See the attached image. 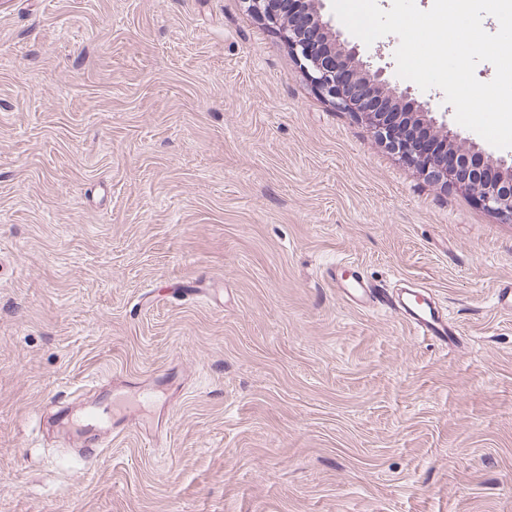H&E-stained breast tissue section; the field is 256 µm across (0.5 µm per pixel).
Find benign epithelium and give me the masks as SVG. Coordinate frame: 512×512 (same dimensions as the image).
Masks as SVG:
<instances>
[{
    "instance_id": "benign-epithelium-1",
    "label": "benign epithelium",
    "mask_w": 512,
    "mask_h": 512,
    "mask_svg": "<svg viewBox=\"0 0 512 512\" xmlns=\"http://www.w3.org/2000/svg\"><path fill=\"white\" fill-rule=\"evenodd\" d=\"M263 21L282 33L299 67L339 112L364 121L393 152L434 184L473 195L486 211L512 223V163L493 160L476 145L460 149L459 134L438 122L429 104L390 86L382 68L360 63L357 48L340 39L325 18V0H250Z\"/></svg>"
}]
</instances>
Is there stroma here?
<instances>
[{
	"label": "stroma",
	"mask_w": 512,
	"mask_h": 512,
	"mask_svg": "<svg viewBox=\"0 0 512 512\" xmlns=\"http://www.w3.org/2000/svg\"><path fill=\"white\" fill-rule=\"evenodd\" d=\"M392 87L399 39L350 37ZM353 261L460 336L344 303ZM512 223L248 0H0V512H512ZM136 429L74 456L53 402Z\"/></svg>",
	"instance_id": "35a3bbf8"
}]
</instances>
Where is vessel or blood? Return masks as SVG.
I'll return each instance as SVG.
<instances>
[{
  "mask_svg": "<svg viewBox=\"0 0 512 512\" xmlns=\"http://www.w3.org/2000/svg\"><path fill=\"white\" fill-rule=\"evenodd\" d=\"M329 278L349 305L364 309L387 308L421 336L443 344L455 333L453 323L427 291L407 288L393 294L342 264L330 268Z\"/></svg>",
  "mask_w": 512,
  "mask_h": 512,
  "instance_id": "obj_1",
  "label": "vessel or blood"
}]
</instances>
